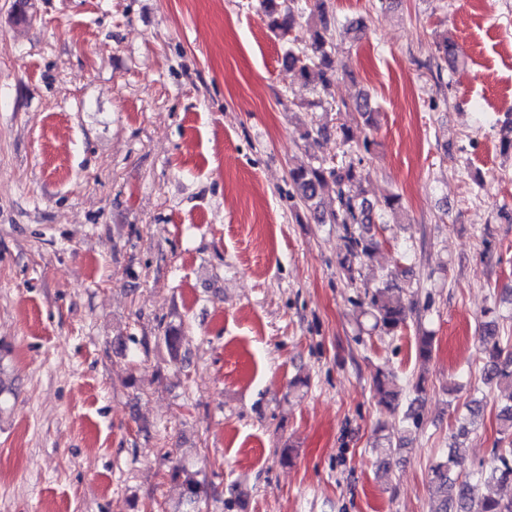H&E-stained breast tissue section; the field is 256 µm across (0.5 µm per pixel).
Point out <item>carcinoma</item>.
Returning a JSON list of instances; mask_svg holds the SVG:
<instances>
[{"label":"carcinoma","instance_id":"1","mask_svg":"<svg viewBox=\"0 0 512 512\" xmlns=\"http://www.w3.org/2000/svg\"><path fill=\"white\" fill-rule=\"evenodd\" d=\"M263 2L270 29L283 38L291 37L283 64L305 83L312 74H317L321 82L320 92L330 93L338 78V68L331 25L325 11L320 9L311 15V22L306 24V36L299 37L293 34L297 18L303 12L299 0H290V4L282 10L278 8L277 0ZM437 52L438 58L445 64L453 67L457 63L456 48L450 39L445 37L438 42ZM354 108L366 125H374L376 112L368 95L357 99ZM289 178L293 188V192L288 194L291 207L303 205L318 224L342 226L345 252L340 256L338 265L347 284L357 287V274L365 262L374 258L379 248L376 234L372 232L373 226L384 223V215L400 211L402 197L390 193L383 200L375 202L365 197L361 186L366 174L360 157L350 156L339 164L321 161L315 165H300L289 171ZM329 182L335 186L336 207L324 210L318 198ZM395 289L393 281L388 279L373 287H365L366 313L372 320L373 329L386 336L400 332L412 313L411 308L395 297ZM482 328L481 341L488 354L484 379L489 384L505 383L508 387L506 401L500 403L496 414L498 438L492 448V463L475 472L465 471L463 440L480 420L484 410L483 401L472 399L466 404V414L458 427L454 443L448 448V454L431 467L429 488L432 497L438 501L435 512H473L472 504L480 484L512 490V340L498 336L493 320L483 322ZM181 342L180 328L170 326L165 330L163 343L174 362L179 361ZM374 388L380 405L389 411L399 408L403 389L395 384L390 373L377 372ZM406 444L408 437L395 443L391 434L387 433L381 435L375 451L388 460ZM172 478L180 487V502L186 506L185 512H197L198 504L208 496V485L200 477V472L178 464L172 470ZM478 512H512V495H485L480 499Z\"/></svg>","mask_w":512,"mask_h":512}]
</instances>
